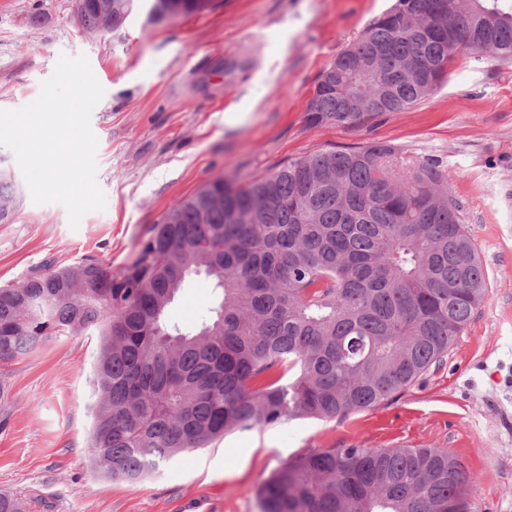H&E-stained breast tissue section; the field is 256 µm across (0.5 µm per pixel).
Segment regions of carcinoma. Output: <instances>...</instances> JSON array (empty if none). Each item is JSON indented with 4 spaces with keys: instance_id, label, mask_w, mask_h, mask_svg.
<instances>
[{
    "instance_id": "obj_1",
    "label": "carcinoma",
    "mask_w": 512,
    "mask_h": 512,
    "mask_svg": "<svg viewBox=\"0 0 512 512\" xmlns=\"http://www.w3.org/2000/svg\"><path fill=\"white\" fill-rule=\"evenodd\" d=\"M137 0H75L89 32ZM512 61V0H396L318 75L312 124L349 126L434 93L460 55ZM15 180L0 172V221ZM435 160L393 146L324 149L244 184L217 176L172 207L114 272L93 261L0 287V361L45 336L95 331L91 463L136 482L233 430L371 410L442 361L484 303L487 277ZM205 273L215 299L167 312ZM471 477L438 448H317L258 491L259 512H474ZM0 512H28L0 493ZM213 298L211 279L204 274L193 275L169 308L168 319L178 323L194 321L212 305Z\"/></svg>"
}]
</instances>
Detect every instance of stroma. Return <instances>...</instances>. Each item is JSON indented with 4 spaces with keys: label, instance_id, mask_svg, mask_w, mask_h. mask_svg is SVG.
Listing matches in <instances>:
<instances>
[{
    "label": "stroma",
    "instance_id": "stroma-1",
    "mask_svg": "<svg viewBox=\"0 0 512 512\" xmlns=\"http://www.w3.org/2000/svg\"><path fill=\"white\" fill-rule=\"evenodd\" d=\"M395 0H212L152 25L147 0L116 32L85 31L74 0H0V110L40 94L61 56H86L105 90L91 114L105 208L71 228L66 209L21 188L0 223V285L88 259L119 270L175 204L221 176L238 183L333 147L393 145L442 162L489 277L488 295L443 361L396 398L332 420L236 430L129 483L94 470L88 448L101 339L51 336L0 363V491L29 512H259L272 474L315 448L448 449L476 481L477 512H512V61L465 55L411 108L357 125H313L320 71ZM42 19L30 20L33 9ZM242 68L225 74L224 63ZM189 278L168 311L188 323L213 302Z\"/></svg>",
    "mask_w": 512,
    "mask_h": 512
}]
</instances>
